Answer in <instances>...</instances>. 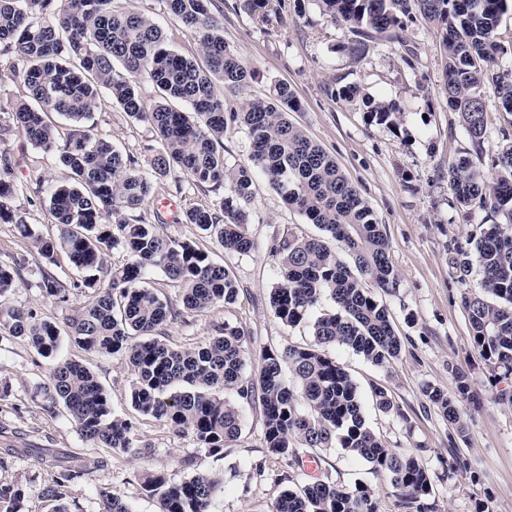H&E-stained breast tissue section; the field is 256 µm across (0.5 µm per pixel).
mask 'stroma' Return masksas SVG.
Segmentation results:
<instances>
[{"label": "stroma", "instance_id": "stroma-1", "mask_svg": "<svg viewBox=\"0 0 512 512\" xmlns=\"http://www.w3.org/2000/svg\"><path fill=\"white\" fill-rule=\"evenodd\" d=\"M280 17L263 20L248 14L240 0H211L212 15L224 21V40L253 72L239 95L225 96L224 109L239 111L243 99L268 94L278 82L288 83L299 103L293 122L329 154L368 202L391 245V260L399 285L380 294L401 341L398 358L383 368L371 365L351 349L327 347L362 393L384 387L398 413L379 412L366 403L368 424L397 451L413 452L424 462L431 478L426 498L437 512H512V404L496 401L488 361L474 346L462 296L479 275L460 282L448 255L449 239L467 244L472 233L491 219L479 208L457 206L448 183V163L459 157H482L491 165L501 146L512 141V114L496 98L487 100V130L474 144L459 116L448 107L442 91L443 59L433 29L421 22L406 23L404 43L373 41L359 55H351L352 35L335 24L318 0H274ZM113 9L140 12L165 32L171 47L187 57L198 54L195 35L168 12L164 0H113ZM348 85L395 103L392 122L381 123L366 112L360 100L339 99ZM30 97L21 75L12 70V58L0 55V159L13 163L19 191L13 206L22 224L0 223V260L20 263L23 280L0 302L12 307H36L45 317L60 321L71 307L84 300L73 292L69 304L45 301L37 284L45 261L37 253L33 235L54 237L59 226L48 210L46 185L69 183L71 172L57 152L29 144L12 129L11 113ZM94 132L122 152L133 155L141 169H149L156 152L154 130L127 116L119 106L93 114ZM182 191H175V184ZM222 191L168 176L154 199L139 215L178 241L192 240L233 274L240 294L232 305H217L187 314L169 324L170 342L189 348L211 336L214 325L244 328L253 353L312 344V328L288 326L271 307L277 272L269 255L275 242L288 234L314 236L318 230L288 206L257 177L246 226L255 243L252 252H224L202 238L194 225L184 223L191 207H213ZM168 208H161V201ZM59 359H73L89 367L110 394L115 415L131 419L135 438L145 452L131 456L84 442L66 413L52 416L44 409L43 388L49 363L21 339L0 343V449L10 456L0 460V484L23 493L21 512H50L41 497L43 486L68 463L83 465L86 474L71 484L67 505L75 512H99L100 491L108 489L131 512H158L156 498L142 488L139 476L149 470L173 482L195 473L224 480L209 512H270L275 499L291 484L303 483V474L290 473L285 462L268 456L263 443V416L259 404L243 406L240 438L215 455L198 447L153 418L134 411L129 391L134 376L112 359L63 344ZM464 369L476 403L463 406L465 434L435 409L424 395L435 385L454 392L452 368ZM465 461V469L451 468L452 458ZM262 474H255V465ZM321 470L337 482L371 488L379 512H402L398 495L386 477L373 473L370 464L342 449L323 453Z\"/></svg>", "mask_w": 512, "mask_h": 512}]
</instances>
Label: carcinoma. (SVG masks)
Instances as JSON below:
<instances>
[{
  "label": "carcinoma",
  "instance_id": "cac0c4a2",
  "mask_svg": "<svg viewBox=\"0 0 512 512\" xmlns=\"http://www.w3.org/2000/svg\"><path fill=\"white\" fill-rule=\"evenodd\" d=\"M168 10L198 38L202 63L171 49L161 28L144 14L112 9V0H0V52L21 65L32 107L19 105L12 121L26 139L44 150H56L70 169L73 183L49 192V210L60 225L55 238L34 237L41 258L55 264L62 252L82 274L69 284L51 269L40 270L42 297L70 301V290L85 289L87 299L72 307L64 325L32 308H0V342L22 338L51 362L44 386L43 410L68 412L82 440L97 448L141 454L131 421L112 413L110 396L96 374L74 360H57L63 337L79 349L112 358L133 374L130 402L178 435L191 436L199 447L221 454L243 428V403L259 400L263 409L264 443L268 454L293 469L318 462L327 448H341L371 464L399 491L409 512H431L423 503L430 475L414 453L397 452L367 423L361 392L347 371L329 358L324 347L341 345L375 366L385 367L401 350L386 306L365 282L384 292L396 288L398 273L390 244L372 211L343 170L320 145L288 119L299 109L293 91L277 82L269 94L245 101L242 111L224 112L213 83L238 93L252 71L224 42L223 23L209 9L210 0H164ZM244 11L262 17L271 0H240ZM335 22L355 36L351 51L378 37L399 41L407 21H420L440 35L445 57L443 88L448 107L459 113L475 144L486 132V98L496 97L512 112V71L497 69V60L512 53V42L500 40L498 27L509 0H319ZM121 64L123 72L115 70ZM145 76L156 87L149 105L138 89ZM338 96L362 100L379 122H389L395 104L376 100L357 86ZM189 106L172 108L169 99ZM120 106L137 121L153 126L159 147L150 172L134 157L97 137L89 125L93 112L107 103ZM58 114L71 126L64 141L56 140L48 123ZM230 118H225V115ZM246 127L252 140L248 160L233 166L224 157L227 122ZM490 178L469 158L448 166V181L462 206L478 205L502 221L488 225L469 240L466 252L454 239L448 253L458 278L465 279L470 259L480 278L463 297L474 345L490 362L496 382L506 384L496 399L512 403V141L492 160ZM179 171L197 186L224 189L215 207H193L185 222L214 239L226 253L247 255L254 243L246 224L256 175L306 219L323 237L290 234L274 244L270 255L279 279L272 290L274 315L295 326L327 295L333 310L312 323L314 344L290 346L281 352L265 349L256 371L247 372L252 352L245 332L217 325L214 334L192 348L167 343L166 327L184 313L218 304L232 305L238 285L224 266L193 241H176L158 224L131 223L122 217L154 193L158 181ZM17 193L9 161L0 165V223H17L10 200ZM111 215L115 223L107 222ZM124 251L130 261L120 268L108 264L109 252ZM158 269L183 286L180 304L161 298L147 282ZM19 265L0 261V297L17 287ZM289 371L295 381L284 378ZM453 396L437 386L425 389L429 403L463 431L461 410L474 400L467 375L453 370ZM376 407L385 413L398 408L382 387L372 388ZM79 466L60 469L42 489L56 502L54 512H69L60 503L69 484L82 478ZM143 489L156 496L159 512H209L220 482L197 473L180 482L145 471ZM21 491L0 485V512H20ZM100 512H130L127 504L101 493ZM271 512H378L372 489L337 483L327 472L289 488Z\"/></svg>",
  "mask_w": 512,
  "mask_h": 512
}]
</instances>
